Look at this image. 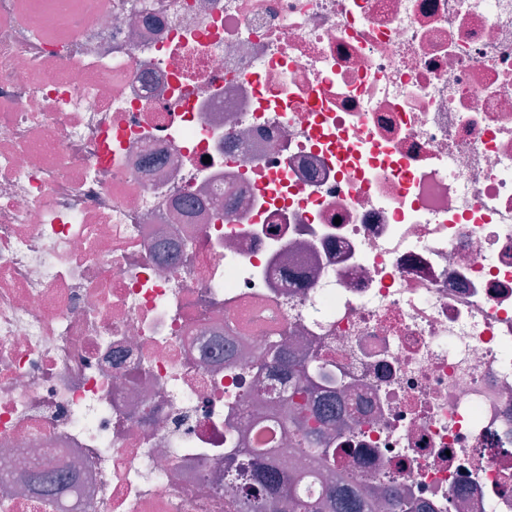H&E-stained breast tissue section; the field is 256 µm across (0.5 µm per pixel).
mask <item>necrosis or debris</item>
Instances as JSON below:
<instances>
[{"label": "necrosis or debris", "mask_w": 512, "mask_h": 512, "mask_svg": "<svg viewBox=\"0 0 512 512\" xmlns=\"http://www.w3.org/2000/svg\"><path fill=\"white\" fill-rule=\"evenodd\" d=\"M274 345L312 495L512 512V0H0V512H237ZM303 381L295 389L291 397L283 406L284 420L292 421L289 427L293 431V439L299 448H302L307 458L316 466L324 467L336 462V448L325 438L323 426L327 424L326 416L317 419L310 413V390L314 382L306 371H302Z\"/></svg>", "instance_id": "4bbe7bcc"}]
</instances>
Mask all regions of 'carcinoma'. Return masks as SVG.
I'll use <instances>...</instances> for the list:
<instances>
[{
	"mask_svg": "<svg viewBox=\"0 0 512 512\" xmlns=\"http://www.w3.org/2000/svg\"><path fill=\"white\" fill-rule=\"evenodd\" d=\"M302 377L303 381L291 397V404L283 406V417L290 422L294 441L307 458L316 466H329L336 462V448L323 433L326 416L317 419L310 413L313 379L305 372ZM244 454L247 462L240 464L238 471L251 486L250 495L240 503V512H267L271 498L281 501L285 512H369L370 500L345 488L328 491L321 501L306 499L299 493L301 476L269 463V450L248 448Z\"/></svg>",
	"mask_w": 512,
	"mask_h": 512,
	"instance_id": "1",
	"label": "carcinoma"
}]
</instances>
